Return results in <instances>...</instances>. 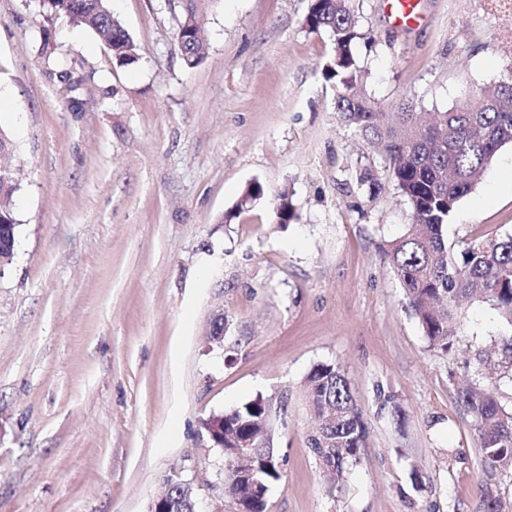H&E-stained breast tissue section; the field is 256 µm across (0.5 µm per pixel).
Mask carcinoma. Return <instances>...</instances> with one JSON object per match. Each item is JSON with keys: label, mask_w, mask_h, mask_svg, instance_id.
<instances>
[{"label": "carcinoma", "mask_w": 512, "mask_h": 512, "mask_svg": "<svg viewBox=\"0 0 512 512\" xmlns=\"http://www.w3.org/2000/svg\"><path fill=\"white\" fill-rule=\"evenodd\" d=\"M218 0H187L179 6L175 40L189 67L205 54L202 12ZM47 11L63 14L79 27L112 45L117 65L137 61L139 48L110 0H51ZM312 32L324 31L333 41V52L324 65L325 76L335 84V108L385 163L388 180L405 199L412 223L387 243L385 253L405 293L408 309L418 320L432 349L448 351V322L461 298L493 303L512 323V236L475 237L457 251L448 248L444 226L457 204L469 195L498 151L512 143V82L476 88L451 108L434 112L429 121L410 100L393 113V121H379V103L363 89V73L353 54L354 43L364 36L353 0H310L304 19ZM0 180V256L15 257L17 228L13 196L18 189L15 173ZM356 182L371 196L382 190L375 170H356ZM265 194L254 181L243 190L237 208L250 207ZM274 211L278 223L293 217L288 193H281ZM309 404L336 409V429L328 434L316 429L310 447L322 463L333 454H344L336 464L335 480L359 461L365 434L361 411L345 372L333 364H319L306 379ZM458 402L474 421L484 462L491 470H512V412L500 405L492 392L473 384L458 391ZM273 414L269 399L257 395L236 408L210 418L225 423L224 432L256 445L252 461V489L240 480L227 481V493L239 499L247 512H266L267 492L281 478L272 446L271 429L262 434L250 421Z\"/></svg>", "instance_id": "cac0c4a2"}]
</instances>
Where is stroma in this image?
I'll return each instance as SVG.
<instances>
[{"label":"stroma","mask_w":512,"mask_h":512,"mask_svg":"<svg viewBox=\"0 0 512 512\" xmlns=\"http://www.w3.org/2000/svg\"><path fill=\"white\" fill-rule=\"evenodd\" d=\"M111 5L139 47L128 66L38 0H0L19 183L0 273V512H148L173 479L200 512H235L200 424L259 394L281 464L267 512H482L487 489L512 502V470L485 467L457 403L479 380L512 408V324L465 303L449 350L429 348L384 256L410 210L392 183L373 198L354 180L384 163L336 113L310 0H221L192 68L167 0ZM354 5L364 89L385 110L443 111L512 71V0H421L407 29L384 0ZM252 181L264 199L236 211ZM283 190L295 216L280 225ZM445 232L455 247L512 235V145ZM320 363L346 372L366 427L337 483L309 445Z\"/></svg>","instance_id":"obj_1"}]
</instances>
